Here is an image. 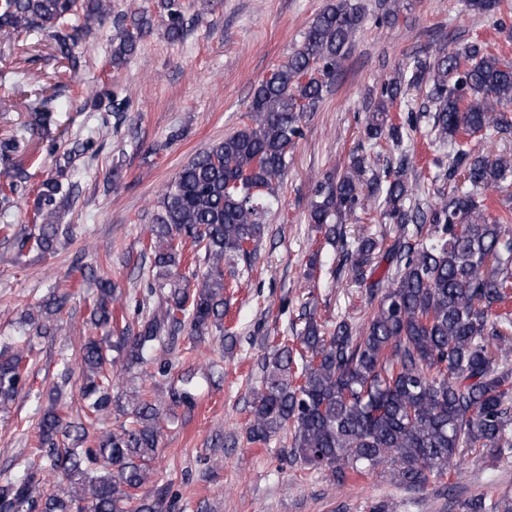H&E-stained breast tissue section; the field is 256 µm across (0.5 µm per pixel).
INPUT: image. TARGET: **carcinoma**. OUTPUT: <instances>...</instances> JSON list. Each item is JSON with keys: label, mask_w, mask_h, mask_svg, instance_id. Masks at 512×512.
Instances as JSON below:
<instances>
[{"label": "carcinoma", "mask_w": 512, "mask_h": 512, "mask_svg": "<svg viewBox=\"0 0 512 512\" xmlns=\"http://www.w3.org/2000/svg\"><path fill=\"white\" fill-rule=\"evenodd\" d=\"M169 41L185 37L181 0H158ZM111 14L110 0H0V31L48 32L57 57L77 73L87 64L78 51L80 35ZM365 22L354 0L328 4L294 43L287 59L254 89L242 127L199 151L183 165L158 200L144 253L148 297H158L134 330L115 314L117 288L97 280L89 303L91 333L79 352L81 413L67 419L58 400L43 410L38 447L24 474L0 488V512H129L133 491L154 481L151 466L163 416L194 398L184 387H169L166 400L138 392H114L120 377L152 360L160 347L188 338L215 336L223 344L234 336L224 329V264L250 259L265 231V219L279 201V183L288 153L302 134L305 114L314 110L336 81L354 37ZM110 65L116 71L152 33L153 15L136 10L115 20ZM425 88L432 103L431 131L455 153L442 174L446 184L435 202L422 206L420 186L409 181L404 163L377 168L380 158L352 157L339 180L316 184L309 222L325 229L326 243L340 250V265L358 270L378 248L371 236L348 247L337 212L362 201V177L371 172L367 196L397 225L383 258L394 276L369 287L372 312L357 327L345 319L324 331L305 318L293 339L273 346L262 363L261 387L252 393L250 442L263 444L292 432L280 455L291 465L328 471L337 484L351 473L392 466L396 482L420 489L435 476L459 475L463 453L497 459L512 454V208L490 210L484 198L456 186L461 175L475 188H488L512 171V160L490 161L460 141L463 134L512 131V62L478 43L441 46L414 61L402 80L383 83L369 108L363 135L373 143L398 144L402 126L390 108L405 90ZM52 94L34 109L30 130H45L64 105ZM92 109L122 112L125 103L104 91L89 99ZM71 162L40 183L35 224L15 231L0 224V241L18 257L43 259L56 244L73 237L74 225L58 222L60 203L72 193ZM26 171H0V215L17 206ZM414 231H409V226ZM196 252L186 261L183 242ZM204 263L203 271L195 265ZM70 293L52 294L37 313L23 319L27 347L0 344V410L6 411L26 389L34 340L55 335L53 318ZM119 359L108 358V351ZM128 422L103 431L86 445L87 425L113 405ZM58 476L59 493L36 496L37 472ZM170 487L158 484L153 498L136 512H162ZM464 512H512V500L486 504L481 497Z\"/></svg>", "instance_id": "cac0c4a2"}]
</instances>
